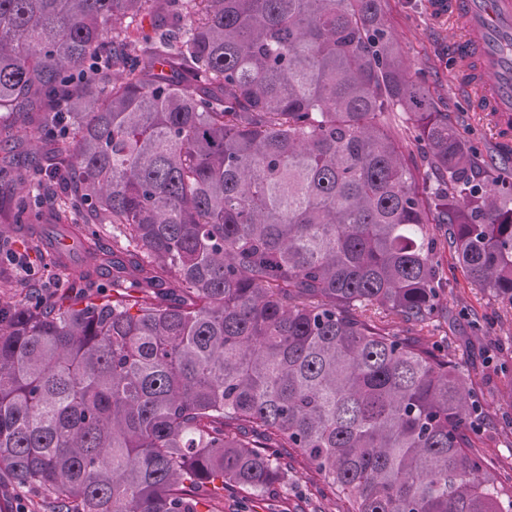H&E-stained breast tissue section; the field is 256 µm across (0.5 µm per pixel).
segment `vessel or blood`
Here are the masks:
<instances>
[{
  "instance_id": "b4317fda",
  "label": "vessel or blood",
  "mask_w": 512,
  "mask_h": 512,
  "mask_svg": "<svg viewBox=\"0 0 512 512\" xmlns=\"http://www.w3.org/2000/svg\"><path fill=\"white\" fill-rule=\"evenodd\" d=\"M432 9L459 22L456 51L480 87L477 108L512 136V53L502 49L512 40V0H433Z\"/></svg>"
}]
</instances>
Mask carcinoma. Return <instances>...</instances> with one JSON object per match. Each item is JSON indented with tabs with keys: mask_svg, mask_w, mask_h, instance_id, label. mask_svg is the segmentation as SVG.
<instances>
[{
	"mask_svg": "<svg viewBox=\"0 0 512 512\" xmlns=\"http://www.w3.org/2000/svg\"><path fill=\"white\" fill-rule=\"evenodd\" d=\"M385 4L0 0V130L43 112L53 144L13 223L70 225L72 280L122 289L0 310L19 486L60 512H200L208 485L266 493L294 448L344 512H512L467 377L418 339L435 224L512 306V182L482 179Z\"/></svg>",
	"mask_w": 512,
	"mask_h": 512,
	"instance_id": "1",
	"label": "carcinoma"
}]
</instances>
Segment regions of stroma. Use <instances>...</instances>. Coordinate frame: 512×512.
Returning <instances> with one entry per match:
<instances>
[{
    "instance_id": "1",
    "label": "stroma",
    "mask_w": 512,
    "mask_h": 512,
    "mask_svg": "<svg viewBox=\"0 0 512 512\" xmlns=\"http://www.w3.org/2000/svg\"><path fill=\"white\" fill-rule=\"evenodd\" d=\"M430 0H387L388 19L401 49L410 59L434 99L447 112L450 122L476 146L485 161L483 177L492 181L512 179V147L501 144L488 113L478 111L476 89L463 83V69L453 53L459 30L445 15L433 14ZM47 141L33 142L30 132H19L0 144V165L22 168L31 159L46 158ZM0 228L9 239L0 254V301L27 305L45 301L63 292L98 300L112 295V281L101 278L90 288H71L63 266L48 270L41 256L27 252L29 235L51 246L56 227L52 224H11L0 213ZM28 257L31 273L14 263V256ZM437 259L452 269L441 296L442 311L423 331L425 342L447 351L470 380L483 420L475 445L488 459L505 495L512 496V392L506 387L512 376V306L470 284L456 266L453 253L439 245ZM321 480L300 455L289 460L288 480L262 496L243 490H225L209 498L207 512H340L338 503L321 494ZM55 503L34 488L20 487L8 471H0V512H55Z\"/></svg>"
}]
</instances>
